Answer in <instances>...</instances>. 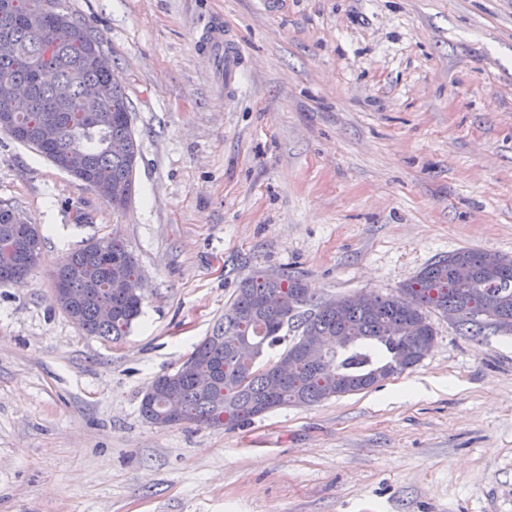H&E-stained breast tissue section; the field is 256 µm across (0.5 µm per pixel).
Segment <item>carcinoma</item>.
Returning a JSON list of instances; mask_svg holds the SVG:
<instances>
[{
    "mask_svg": "<svg viewBox=\"0 0 512 512\" xmlns=\"http://www.w3.org/2000/svg\"><path fill=\"white\" fill-rule=\"evenodd\" d=\"M0 6V36L15 43L9 57H0V111L10 90L25 84L31 106L13 115V125L26 132L30 147L57 168L73 151L88 160L84 183L110 196L117 208L127 206L139 146L130 123V102L116 80L101 39L82 21L59 9V0L44 8L41 0H7ZM20 212L0 205V240L27 238L24 249L0 247V284L12 282L16 270H31L42 255L44 237L35 224L18 220ZM473 272L477 288L467 296L454 285L458 269ZM120 277L125 292L116 295L110 280ZM141 277L137 262L119 234L103 236L65 256L54 271V284L68 291L54 302L89 336L118 341L142 313ZM281 296L285 308L269 310L262 300ZM112 307V318L100 310ZM460 313L456 325L482 336L488 317L512 324V260L494 274L480 264V251L463 248L431 263L394 292L379 294L370 307L348 296L312 303L302 278L280 272L243 279L210 336L183 365L155 382L163 387L153 400H141V413L152 424L167 412V398L181 400L180 418L199 425L238 426L288 403L318 404L371 388L415 367L435 340L429 313ZM416 324V336L409 328ZM296 332L290 336V332ZM347 336L346 351L325 350L328 362L314 366L294 355L306 336L331 340ZM284 347L288 377L273 381L257 366L267 351Z\"/></svg>",
    "mask_w": 512,
    "mask_h": 512,
    "instance_id": "obj_1",
    "label": "carcinoma"
}]
</instances>
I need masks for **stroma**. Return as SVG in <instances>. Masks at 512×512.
Segmentation results:
<instances>
[{
  "label": "stroma",
  "mask_w": 512,
  "mask_h": 512,
  "mask_svg": "<svg viewBox=\"0 0 512 512\" xmlns=\"http://www.w3.org/2000/svg\"><path fill=\"white\" fill-rule=\"evenodd\" d=\"M102 40L139 144L124 209L0 134V205L44 244L0 284V512H512V335L432 315L411 370L241 427L144 392L253 272L388 293L460 248L512 257V0H60ZM223 23L236 94L198 53ZM119 234L144 290L113 343L52 300Z\"/></svg>",
  "instance_id": "35a3bbf8"
}]
</instances>
